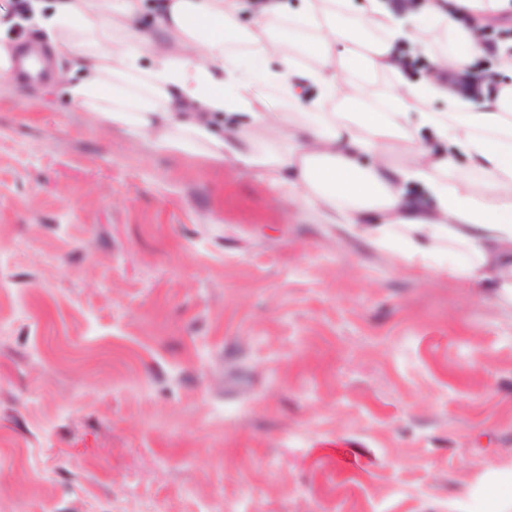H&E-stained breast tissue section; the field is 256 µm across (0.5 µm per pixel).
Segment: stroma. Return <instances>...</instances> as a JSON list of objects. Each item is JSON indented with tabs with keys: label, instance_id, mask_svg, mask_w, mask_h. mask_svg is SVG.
<instances>
[{
	"label": "stroma",
	"instance_id": "1",
	"mask_svg": "<svg viewBox=\"0 0 512 512\" xmlns=\"http://www.w3.org/2000/svg\"><path fill=\"white\" fill-rule=\"evenodd\" d=\"M0 76V512H512V302Z\"/></svg>",
	"mask_w": 512,
	"mask_h": 512
}]
</instances>
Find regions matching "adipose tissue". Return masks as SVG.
<instances>
[{
  "mask_svg": "<svg viewBox=\"0 0 512 512\" xmlns=\"http://www.w3.org/2000/svg\"><path fill=\"white\" fill-rule=\"evenodd\" d=\"M257 0L254 27L236 17L242 0H157L152 30L136 27L145 0H26L17 12L0 6V74L12 68L5 32L33 22L70 72L72 105L136 141L167 152L258 171L291 201L324 223L366 233L377 246L402 245L409 259L464 277L512 299V42L491 56L479 95H459L443 73L464 69L486 53L478 31L512 14V0H429L398 11L390 0ZM309 32L302 60L285 53L297 33ZM446 52L412 76L404 56ZM152 65L141 69L144 54ZM392 79L380 105L367 102L374 80ZM284 89L294 112L272 111L260 86ZM446 100L443 112L430 110ZM243 114L249 123H223ZM448 145L437 153L413 142L412 121ZM410 143L406 160L389 152ZM470 171L448 172L456 151ZM489 183L475 190L471 176ZM417 185L434 200L408 194ZM458 243L465 263L444 262L443 243Z\"/></svg>",
  "mask_w": 512,
  "mask_h": 512,
  "instance_id": "adipose-tissue-1",
  "label": "adipose tissue"
}]
</instances>
